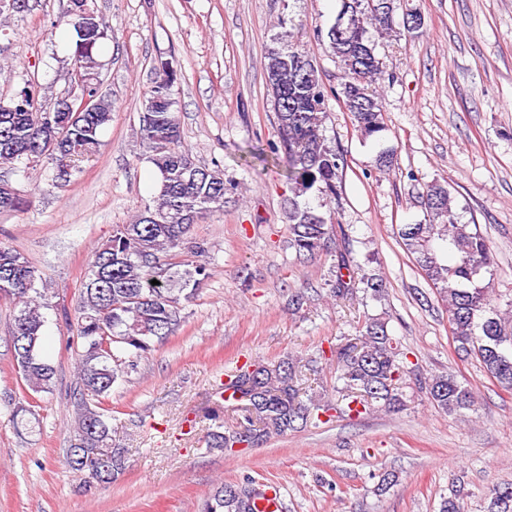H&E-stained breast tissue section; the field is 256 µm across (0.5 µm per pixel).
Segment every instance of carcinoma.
Segmentation results:
<instances>
[{
	"mask_svg": "<svg viewBox=\"0 0 512 512\" xmlns=\"http://www.w3.org/2000/svg\"><path fill=\"white\" fill-rule=\"evenodd\" d=\"M400 4L401 0H341L327 31L328 48L344 73L338 93L327 89L316 59L298 45L281 36L267 48V85L288 180L295 188V197L288 199L290 246L303 261L328 251L336 232L333 216L297 201L309 192L325 200L338 195L345 162L323 134L328 98L334 95L341 101L364 137L385 130L373 91L383 73L382 62L370 30L392 33ZM65 23L76 34L74 72L95 98L94 111L64 110L57 101L44 104L27 86L8 102L0 101V166L45 161L52 165L56 186L68 185L82 171L112 122L111 95L92 83L98 66L95 52L105 36L93 0H70ZM178 77L172 62H158L142 116L145 159L157 174V193L131 222L115 225L95 253L74 311L82 350L76 352L75 442L66 449L64 463L77 475L86 465H94L105 484L125 469L123 449L112 447V415L103 408L126 368L114 350L137 358L174 335L182 323L180 300L194 296L200 277L207 276V265L206 250L198 243L186 246L178 262L172 261L173 250L185 246L194 225L224 209V171L198 165L182 145L173 91ZM422 201L428 221L400 225L401 243L445 301L458 355L475 356L490 378L512 390V299L504 313L492 303L489 285L482 284L494 272L491 248L477 228L461 223L448 184L428 185ZM20 204L19 190L11 181L0 180V211H13ZM153 280L159 284H151ZM40 283L42 277L31 262L0 246V298L17 307L10 327L14 360L20 378L36 393L51 389L56 379L55 366L39 353L44 325ZM358 289L381 298L383 276L363 272L346 253L336 252V283L330 292L344 299ZM335 357L338 379L343 381L336 393L346 401L347 412H395L406 406L401 387L406 354L390 336L385 318L365 317L360 338L336 345ZM302 377V365L289 357L237 367L232 378L215 388V396L233 402L235 423L212 431L210 446L231 448L243 432L251 444L259 445L321 422L331 406L313 396L302 401ZM420 385L445 413L457 415L474 406L473 392L449 372L434 374ZM264 495L265 484L257 481L220 483L201 502L199 512H256V502ZM468 496L460 480L451 482L439 512H467ZM487 499V512H512V484L493 486Z\"/></svg>",
	"mask_w": 512,
	"mask_h": 512,
	"instance_id": "cac0c4a2",
	"label": "carcinoma"
}]
</instances>
